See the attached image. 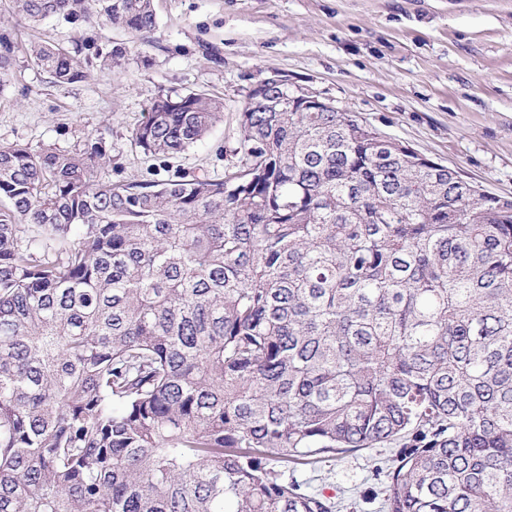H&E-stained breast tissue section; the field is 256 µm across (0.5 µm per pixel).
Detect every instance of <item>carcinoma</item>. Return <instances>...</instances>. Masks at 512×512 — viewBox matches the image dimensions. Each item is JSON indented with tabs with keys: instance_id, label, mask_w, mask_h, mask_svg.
Wrapping results in <instances>:
<instances>
[{
	"instance_id": "obj_1",
	"label": "carcinoma",
	"mask_w": 512,
	"mask_h": 512,
	"mask_svg": "<svg viewBox=\"0 0 512 512\" xmlns=\"http://www.w3.org/2000/svg\"><path fill=\"white\" fill-rule=\"evenodd\" d=\"M10 2L158 28L153 0ZM127 53L29 48L67 84ZM282 95L248 94L222 179L0 147V512H337L285 467L382 445L385 512H512V198ZM223 111L166 91L131 144L174 158Z\"/></svg>"
}]
</instances>
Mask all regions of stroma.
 <instances>
[{"mask_svg":"<svg viewBox=\"0 0 512 512\" xmlns=\"http://www.w3.org/2000/svg\"><path fill=\"white\" fill-rule=\"evenodd\" d=\"M0 0L16 45L10 83L0 90V146L71 152L105 141L103 180L167 179L177 169L224 175L249 91L275 74L308 85L338 108L457 170L486 191L512 197V0H155L156 32L121 68L54 83L24 53L49 38L103 52L129 45L123 29L93 19L39 26ZM167 89L224 101L208 136L178 159L147 157L129 140ZM393 451L292 465L303 490L339 494L341 512H381Z\"/></svg>","mask_w":512,"mask_h":512,"instance_id":"stroma-1","label":"stroma"}]
</instances>
